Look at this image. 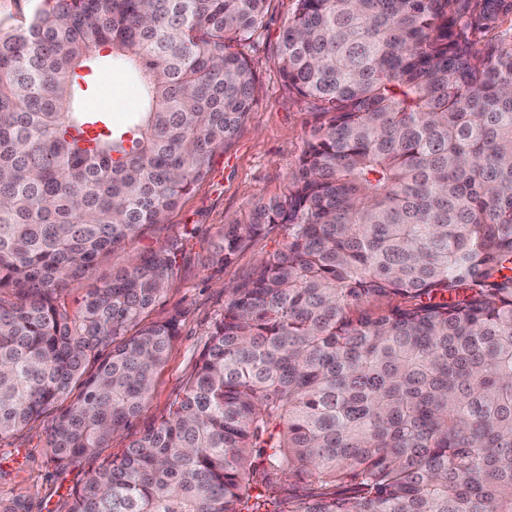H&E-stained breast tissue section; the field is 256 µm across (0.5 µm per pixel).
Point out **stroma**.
<instances>
[{
  "instance_id": "stroma-1",
  "label": "stroma",
  "mask_w": 512,
  "mask_h": 512,
  "mask_svg": "<svg viewBox=\"0 0 512 512\" xmlns=\"http://www.w3.org/2000/svg\"><path fill=\"white\" fill-rule=\"evenodd\" d=\"M292 8L293 0H270L262 38L249 53L259 76L257 106L234 143L212 157L205 180L166 223L148 226L138 239L114 250L92 277L71 281L61 299L68 311H75L91 284L130 268L142 251L159 248L176 238L186 241L178 276L150 313L154 321L178 316L179 336L154 376L151 396L140 416L128 429L115 434L109 447L100 449V459L122 455L134 436L165 414L191 374L209 328L224 310L225 286L243 282L281 239L277 232L259 237L233 263H209L211 248L224 224L242 217L259 197L286 193L313 123L304 104L283 87L278 72L279 34ZM141 97L135 78L109 68L96 71L93 98L110 112L113 124H127ZM94 466V461L85 460L66 470H56L48 460L46 427L37 424L0 440V497H27L34 503L33 512H68L71 491L86 481Z\"/></svg>"
}]
</instances>
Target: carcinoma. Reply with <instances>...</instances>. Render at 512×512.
Wrapping results in <instances>:
<instances>
[{
    "label": "carcinoma",
    "mask_w": 512,
    "mask_h": 512,
    "mask_svg": "<svg viewBox=\"0 0 512 512\" xmlns=\"http://www.w3.org/2000/svg\"><path fill=\"white\" fill-rule=\"evenodd\" d=\"M267 2L41 0L0 30V439L45 422L62 470L140 414L179 333L146 318L183 243L72 314L60 295L165 223L236 137ZM508 14L294 0L277 63L314 123L288 192L224 225L210 261L285 242L227 289L167 415L68 512H512ZM116 63L143 87L127 131L80 85ZM305 477L321 492L287 495Z\"/></svg>",
    "instance_id": "carcinoma-1"
}]
</instances>
